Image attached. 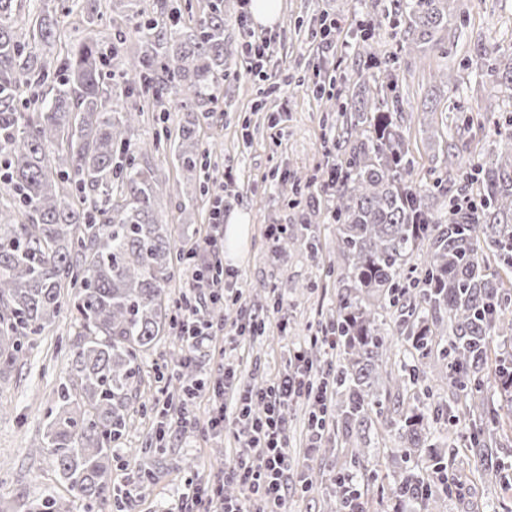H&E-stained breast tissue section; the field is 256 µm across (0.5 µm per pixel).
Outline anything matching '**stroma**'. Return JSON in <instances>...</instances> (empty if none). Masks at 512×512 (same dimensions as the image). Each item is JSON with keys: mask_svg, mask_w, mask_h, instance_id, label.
Here are the masks:
<instances>
[{"mask_svg": "<svg viewBox=\"0 0 512 512\" xmlns=\"http://www.w3.org/2000/svg\"><path fill=\"white\" fill-rule=\"evenodd\" d=\"M454 7L455 17L442 49L420 58L406 48L403 21L395 16L391 0H282L280 17L269 29L273 42L263 79L246 66L244 36L238 24L225 28L224 67L229 77L214 104L224 120L221 126L203 128L200 139L211 153L210 184H219L225 169H233L239 196L233 207L249 215L251 236L244 258L235 264L241 303H225L223 318L230 323L238 319L240 310L264 311L271 287L287 300L282 311L270 314L264 335L241 337L237 357L242 384H269L284 369L289 350L308 346L326 315L334 312L336 296L342 291L336 278L326 277L322 271L323 261L336 254V226L326 211L312 217L311 229L321 243L316 256L303 248L275 255L264 230L269 224H284L290 232H301L300 211L288 205L293 181L321 179L344 157L343 150L335 146L344 133L340 113L329 110L300 80L317 70L321 83L332 86L341 98L361 93L355 17L374 20L377 49L382 56L396 60L400 89L408 102L402 121L419 173H427L449 143L463 161L474 165L503 150L499 130L512 121V91L494 88L492 77L481 74L473 48L481 43L512 53V0H455ZM325 15L340 24L339 48L326 46L316 35ZM447 67L459 74L458 89H448L434 80V73ZM427 97L438 98L447 106V114L420 112ZM462 115L470 116L472 124L460 131L456 124ZM141 162L177 186L189 200L183 211L169 199L160 201L163 219L173 234H180L185 225L195 234H206L212 197L202 196L195 186L186 184L171 152L153 151L142 156ZM77 331L71 314H61L36 337L26 364L0 379V512H23L30 500L45 491H66L52 456L36 453L35 448L43 437L44 412L53 399V388L67 368L60 348L72 341ZM178 348L170 333L145 354L142 399L147 405L163 404L165 396L154 376L172 368ZM188 411L197 421L196 429L172 430L155 445L151 442L154 417L139 418L124 445L113 449L112 492L120 495L136 487L132 512H172L186 481H210L232 463L238 446L233 434L214 438L205 430L207 397L194 400ZM308 419L306 405L291 407L288 444L313 487L302 498L289 493L288 503L292 512H331L327 491L332 472L341 463L332 453L306 455ZM132 448L141 451L134 461L128 457ZM405 467L403 460L387 459L379 480L368 485L363 512H422L418 503L397 505L392 500V490ZM448 475L462 486L453 496L438 500L435 512H493L502 499L512 504V490L480 483L466 457L449 465Z\"/></svg>", "mask_w": 512, "mask_h": 512, "instance_id": "obj_1", "label": "stroma"}]
</instances>
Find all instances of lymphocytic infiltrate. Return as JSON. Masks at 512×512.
<instances>
[{
    "instance_id": "1",
    "label": "lymphocytic infiltrate",
    "mask_w": 512,
    "mask_h": 512,
    "mask_svg": "<svg viewBox=\"0 0 512 512\" xmlns=\"http://www.w3.org/2000/svg\"><path fill=\"white\" fill-rule=\"evenodd\" d=\"M236 184L232 172H225L219 187L213 222L206 235L189 250L195 266L187 292L176 304L175 329L183 336L187 352L185 363H193L194 353L203 343L220 335L224 338V372L212 386L214 405L207 422L209 431L220 434L231 430L240 443L235 462L222 471L208 486L186 484L178 496L177 512H194L204 504V512H254L256 502L270 506L271 512H288V480L292 470L288 452V411L299 400L312 401L317 413L310 424L308 448L320 447L328 435L332 421V368L314 366L302 351L290 352L288 366L275 381L265 387L241 385L235 354L243 336H260L265 332L264 314L250 313L245 321L225 325L221 320L204 319L210 303L223 296L239 301L233 285L238 278L235 268L219 261L224 240L223 195ZM264 408L262 417L251 418L252 405ZM241 488L237 497L224 494L226 485Z\"/></svg>"
}]
</instances>
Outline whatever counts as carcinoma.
<instances>
[{"mask_svg": "<svg viewBox=\"0 0 512 512\" xmlns=\"http://www.w3.org/2000/svg\"><path fill=\"white\" fill-rule=\"evenodd\" d=\"M38 0L29 26L19 27L21 0H0V375L23 366L29 336L45 330L65 308L76 316L77 339L68 348L70 370L53 390L44 414L43 448L53 457L70 497L49 492L27 512L102 510L112 497V449L133 420L144 382L143 354L173 324L169 284L184 263L156 206L178 190L159 181L139 155L132 130L144 112H163L172 100L187 118L175 138L158 134L152 148L169 147L190 180L200 175L199 132L219 121L209 108L224 89V0L187 23L166 5L145 15L137 0H112L126 13L112 54L86 38L47 55L73 8ZM93 24L102 0H76ZM453 0H396L407 16L404 43L425 53L439 47L454 18ZM361 31L358 55L376 84L352 102L338 96L329 108L353 112L346 160L320 195L294 203L315 211L328 203L336 224V297L333 379L341 408L336 447L376 422L396 437V454L409 462L428 448L434 423L452 428L479 422L468 445L430 449V465L405 468L398 482L405 499L427 510L452 495V485L427 487L430 472L447 473L446 457L465 455L484 483L512 482L499 455L502 433L512 432V352L494 346L512 335V127L507 151L473 171L452 161L447 146L433 180L416 177L405 131L394 62L382 59ZM482 67L512 86L501 54L474 47ZM112 78V93L106 79ZM47 88V96L31 94ZM301 243L316 249L309 223ZM420 262L411 263L414 254ZM401 336L408 354L393 352ZM446 361L447 389L425 383L426 365ZM392 390L381 394V377ZM496 387L489 404L484 387ZM330 490L336 512L348 501L346 477Z\"/></svg>", "mask_w": 512, "mask_h": 512, "instance_id": "carcinoma-1", "label": "carcinoma"}]
</instances>
